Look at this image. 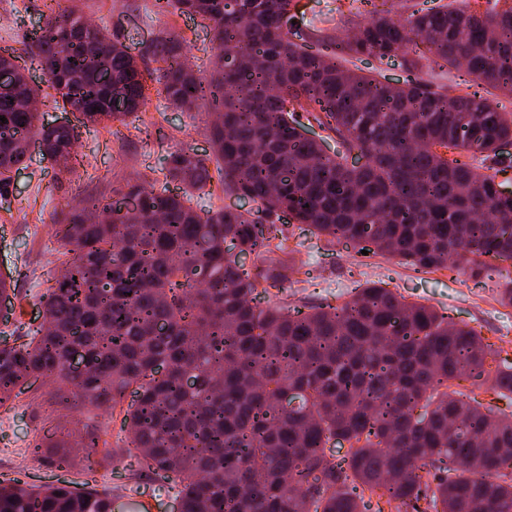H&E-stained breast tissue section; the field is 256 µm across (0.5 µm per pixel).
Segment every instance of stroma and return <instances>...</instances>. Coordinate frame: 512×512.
Returning <instances> with one entry per match:
<instances>
[{"label": "stroma", "mask_w": 512, "mask_h": 512, "mask_svg": "<svg viewBox=\"0 0 512 512\" xmlns=\"http://www.w3.org/2000/svg\"><path fill=\"white\" fill-rule=\"evenodd\" d=\"M46 2L0 0V51L24 55L28 35L48 13ZM154 2L60 0L61 6L75 5L129 46L141 67L150 70L155 67L150 46L171 33L183 35L187 39L182 46L185 62L196 75L208 76L213 41L207 21L160 13ZM356 10L352 0H298L302 27L322 30L337 39L350 33ZM26 74L42 90L40 110L45 121L76 126L78 162L69 176H56L47 163L36 158L11 174V208L0 209V273L10 276L21 303L10 322L0 324V336L25 334L43 321L39 296L60 273L63 261L55 251L50 230L56 212L81 208L89 200L109 196L113 186L142 173L150 175L156 190L178 192L179 183L166 178L163 171L167 153L179 148L201 154L210 151L203 116L172 108L156 82L148 84L144 111L128 117L125 124H85L79 114L62 111L55 104V92L39 65L27 66ZM287 231L289 246L297 249L305 263L303 273L286 285L283 297L288 305H339L349 300L359 285L380 281L407 301L435 307L454 321L469 324L512 360V307L502 306L497 296L499 286L512 280L506 264H496L489 279L478 285L445 270L423 273L394 259L378 255L363 258L353 246L327 243L295 224ZM49 390V385L35 382L11 409L0 408V471L25 473L34 485L63 479L80 490L111 486L117 494L116 512H138L142 503L149 505V512H176V492L158 490L152 476L132 475L121 459H80L60 472L50 465L49 455H33L35 444L67 434L81 414L77 407L57 410Z\"/></svg>", "instance_id": "obj_1"}]
</instances>
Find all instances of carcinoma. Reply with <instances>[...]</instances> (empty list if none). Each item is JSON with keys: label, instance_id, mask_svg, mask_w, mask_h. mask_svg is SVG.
<instances>
[{"label": "carcinoma", "instance_id": "carcinoma-1", "mask_svg": "<svg viewBox=\"0 0 512 512\" xmlns=\"http://www.w3.org/2000/svg\"><path fill=\"white\" fill-rule=\"evenodd\" d=\"M162 1L213 31L208 79L179 62L177 41L150 48L171 105L217 113L211 153L167 155L179 194L140 174L54 223L68 260L40 296L44 326L0 340V408L40 377L57 383L54 404L89 413L133 390L123 455L178 489L181 512H384L374 497L390 512H512V417L497 406L512 400V363L487 366L496 351L475 328L378 284L306 312L269 293L304 266L287 223L475 282L490 262H512V192L471 162L512 168V112L479 90L512 97V0L483 13L469 0H380L341 40L301 32L294 0ZM27 48L86 121L142 111L139 60L81 12L51 10ZM365 56L402 58L407 78L347 66ZM424 60L476 90H430ZM37 96L19 68L0 82V195L32 142L56 174L72 172L75 128L40 122ZM308 122L336 133V152L307 135ZM354 151L364 165H348ZM214 178L256 203V216L198 212L192 191ZM239 252L256 262L244 266ZM341 442L338 462L326 448ZM48 447L116 454L91 417ZM113 504L107 486L0 483V512Z\"/></svg>", "mask_w": 512, "mask_h": 512}]
</instances>
